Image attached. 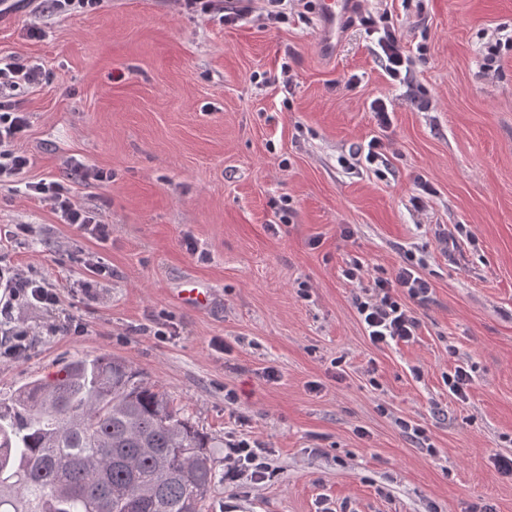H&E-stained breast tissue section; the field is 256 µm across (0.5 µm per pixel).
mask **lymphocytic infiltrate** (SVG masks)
<instances>
[{
	"mask_svg": "<svg viewBox=\"0 0 512 512\" xmlns=\"http://www.w3.org/2000/svg\"><path fill=\"white\" fill-rule=\"evenodd\" d=\"M368 25L376 36L388 76L399 82H410L413 60L402 45L401 33L373 19ZM47 76L43 64H24L12 56L0 57V184L12 182L34 164L33 158L19 146L29 117L17 110L12 101L4 99L3 94L24 86H38ZM27 189L33 197L48 204L62 223L75 225L82 234L102 242L109 238L110 225L102 223L94 212L78 203L69 184L42 179L28 183ZM343 276L358 289L356 312L374 347L382 349L415 340L420 322L410 304L427 298L430 284L414 264L400 266L388 277L371 278L361 262L355 260L344 269ZM21 298L45 309L59 304L57 293L45 281L16 271H0V316ZM225 448L226 481L234 483L246 479L261 483L276 478L277 471L270 463L271 449L246 438L227 441Z\"/></svg>",
	"mask_w": 512,
	"mask_h": 512,
	"instance_id": "lymphocytic-infiltrate-1",
	"label": "lymphocytic infiltrate"
}]
</instances>
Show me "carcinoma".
I'll return each mask as SVG.
<instances>
[{"instance_id":"cac0c4a2","label":"carcinoma","mask_w":512,"mask_h":512,"mask_svg":"<svg viewBox=\"0 0 512 512\" xmlns=\"http://www.w3.org/2000/svg\"><path fill=\"white\" fill-rule=\"evenodd\" d=\"M219 447L131 364L72 361L0 402V512H204Z\"/></svg>"}]
</instances>
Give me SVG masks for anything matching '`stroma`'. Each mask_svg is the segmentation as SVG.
Wrapping results in <instances>:
<instances>
[{
	"label": "stroma",
	"instance_id": "1",
	"mask_svg": "<svg viewBox=\"0 0 512 512\" xmlns=\"http://www.w3.org/2000/svg\"><path fill=\"white\" fill-rule=\"evenodd\" d=\"M368 14L402 33L411 84L386 74ZM319 28L314 9L264 28L174 0L0 15V53L48 71L14 97L35 164L0 187V266L60 298L52 312L15 301L26 351L0 348V399L78 359L125 360L201 431L271 448L277 479L218 483L205 512H512L493 461L512 454V0H366L330 57ZM374 136L385 161L356 165ZM71 157L111 180L83 182ZM42 178L66 181L109 240L33 198ZM423 180L435 193L420 212ZM354 257L384 277L418 263L431 288L413 343L370 344L342 276ZM189 283L209 309L178 300ZM459 364L464 402L444 382Z\"/></svg>",
	"mask_w": 512,
	"mask_h": 512
}]
</instances>
